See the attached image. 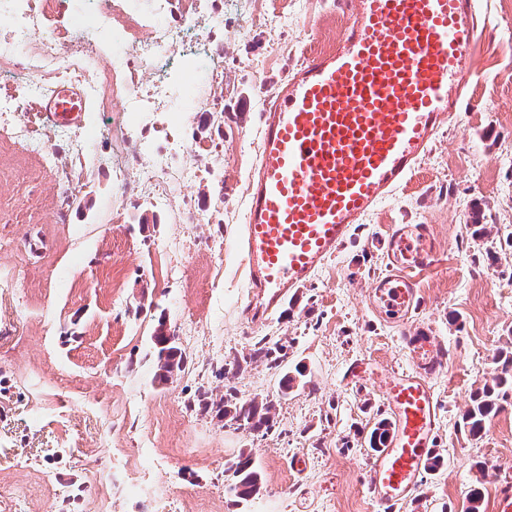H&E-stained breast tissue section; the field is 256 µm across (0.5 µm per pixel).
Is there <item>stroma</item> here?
Returning <instances> with one entry per match:
<instances>
[{
  "label": "stroma",
  "mask_w": 512,
  "mask_h": 512,
  "mask_svg": "<svg viewBox=\"0 0 512 512\" xmlns=\"http://www.w3.org/2000/svg\"><path fill=\"white\" fill-rule=\"evenodd\" d=\"M211 2L224 19L212 34L222 81H209L206 57H194L172 109L129 115L142 131V165L168 155L154 136L162 126L218 147L177 156L190 175L167 200L124 196L95 159L102 140L82 159L84 188L61 233L54 175L33 160L0 158L11 169L0 182V512H141L153 495L189 499L194 512H386L362 485L372 454L365 436L382 407L374 376L409 359L400 328L368 311L364 290L385 269L377 238L393 224L431 227L438 262L420 275L417 321L448 345V368L433 380L445 463L397 512H464L476 486L482 512H497L499 485L512 483V400L478 437L461 418L492 384L498 356L512 351V18L501 0H477L462 111L312 284L253 324L243 315L239 241L263 92L347 18L332 0ZM94 83L85 131L125 106L112 93L110 60L99 61ZM215 99L218 116L208 108ZM116 211L123 223H113ZM154 253L177 270L213 265L220 276L183 287L151 271ZM34 278L43 283L36 296ZM160 324L185 360L166 382L151 343ZM260 340L286 345L281 367L250 358ZM359 360L373 378L346 384ZM25 362L32 369L18 377ZM298 366L304 385L281 392L284 372ZM230 397L270 402L274 428L263 435L219 418L215 405ZM242 453L262 484L236 505L224 487Z\"/></svg>",
  "instance_id": "1"
}]
</instances>
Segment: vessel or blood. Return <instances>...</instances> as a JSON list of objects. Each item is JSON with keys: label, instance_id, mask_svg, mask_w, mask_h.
<instances>
[{"label": "vessel or blood", "instance_id": "vessel-or-blood-1", "mask_svg": "<svg viewBox=\"0 0 512 512\" xmlns=\"http://www.w3.org/2000/svg\"><path fill=\"white\" fill-rule=\"evenodd\" d=\"M336 3L348 16L336 48L288 69L260 114L242 239L251 320L339 254L364 217L415 173L441 121L460 109L474 0ZM69 98L65 105L41 100L46 125L80 122L79 95ZM382 247L387 267L365 303L400 326L410 363L382 375L388 434L364 482L392 512L419 490L433 461L441 413L432 380L445 371L448 348L413 321L418 274L435 263L428 225H390Z\"/></svg>", "mask_w": 512, "mask_h": 512}]
</instances>
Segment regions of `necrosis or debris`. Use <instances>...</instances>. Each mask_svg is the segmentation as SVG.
Returning a JSON list of instances; mask_svg holds the SVG:
<instances>
[{
    "instance_id": "4bbe7bcc",
    "label": "necrosis or debris",
    "mask_w": 512,
    "mask_h": 512,
    "mask_svg": "<svg viewBox=\"0 0 512 512\" xmlns=\"http://www.w3.org/2000/svg\"><path fill=\"white\" fill-rule=\"evenodd\" d=\"M91 23L76 26L66 40H59L54 30H47L40 45L29 43L28 32L35 22L47 20L63 11V0H0L14 19V35L0 43V74L8 75L16 83L37 85L42 77H50L56 85H67L86 80L92 67L105 56L112 59V76L117 92L135 96L138 107L144 112L166 110L172 89L168 81H156L145 90L136 89L134 74L142 69L157 67L168 49L180 39L177 28L163 24L167 0H152L149 12L138 13L137 27L151 29L149 38L126 46L122 37L105 38V31L113 27L112 18L124 7L123 0H94ZM22 101L10 99L0 103V142L14 146L20 157L37 155L54 170L63 183L58 196L55 222L63 225L73 200L82 192L84 170L76 161L67 162L57 154L53 143L56 133L46 132L38 118L24 124L13 123L11 113L21 111ZM139 128L126 120L112 123L107 132L110 151L104 159L116 182L133 196L166 198L172 188L176 171L166 161L159 160L149 166L139 165L133 146Z\"/></svg>"
}]
</instances>
